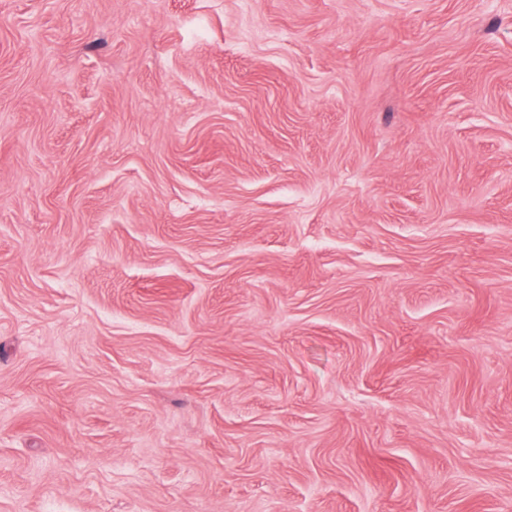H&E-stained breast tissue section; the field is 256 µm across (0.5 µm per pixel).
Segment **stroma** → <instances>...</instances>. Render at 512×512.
Segmentation results:
<instances>
[{
	"label": "stroma",
	"instance_id": "35a3bbf8",
	"mask_svg": "<svg viewBox=\"0 0 512 512\" xmlns=\"http://www.w3.org/2000/svg\"><path fill=\"white\" fill-rule=\"evenodd\" d=\"M0 512H512V0H0Z\"/></svg>",
	"mask_w": 512,
	"mask_h": 512
}]
</instances>
